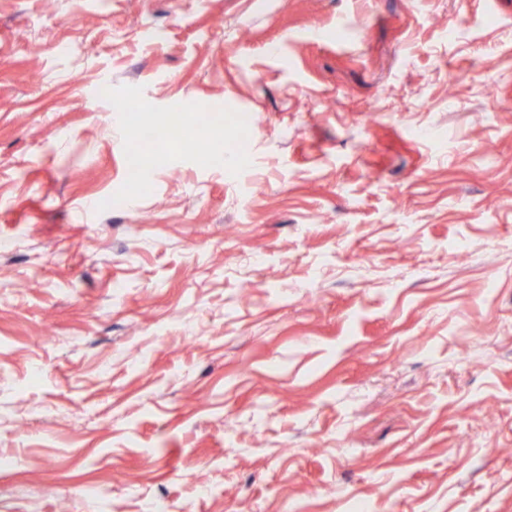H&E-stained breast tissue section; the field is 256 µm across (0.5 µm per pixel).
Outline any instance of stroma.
<instances>
[{"instance_id":"1","label":"stroma","mask_w":512,"mask_h":512,"mask_svg":"<svg viewBox=\"0 0 512 512\" xmlns=\"http://www.w3.org/2000/svg\"><path fill=\"white\" fill-rule=\"evenodd\" d=\"M1 239L0 512H512V0H0Z\"/></svg>"}]
</instances>
